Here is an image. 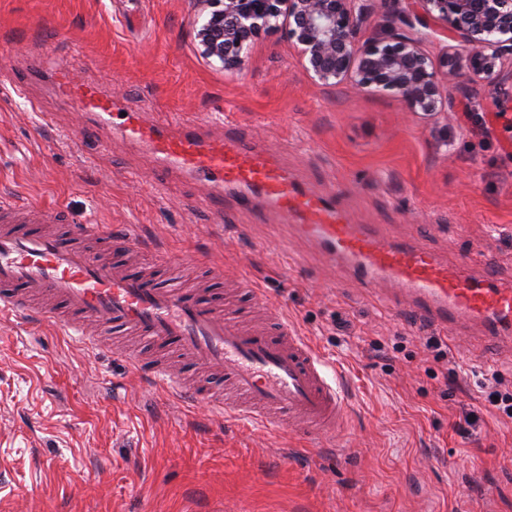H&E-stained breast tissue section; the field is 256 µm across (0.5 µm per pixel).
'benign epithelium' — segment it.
Listing matches in <instances>:
<instances>
[{
  "label": "benign epithelium",
  "instance_id": "7a95c632",
  "mask_svg": "<svg viewBox=\"0 0 512 512\" xmlns=\"http://www.w3.org/2000/svg\"><path fill=\"white\" fill-rule=\"evenodd\" d=\"M195 2L193 41L210 64L238 70L259 37L280 32L314 83L389 94L416 114L442 109L443 85L490 80L503 55L512 56V0H377L389 21L381 36L364 41L370 6L363 0ZM441 27L457 45L435 60L424 43Z\"/></svg>",
  "mask_w": 512,
  "mask_h": 512
}]
</instances>
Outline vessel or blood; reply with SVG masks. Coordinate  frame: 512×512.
<instances>
[{
	"label": "vessel or blood",
	"mask_w": 512,
	"mask_h": 512,
	"mask_svg": "<svg viewBox=\"0 0 512 512\" xmlns=\"http://www.w3.org/2000/svg\"><path fill=\"white\" fill-rule=\"evenodd\" d=\"M56 87L89 115L87 135L111 126L114 104L96 85L77 84L61 74ZM120 131L154 158L157 179L175 170L212 186L211 205L220 214L228 196L242 207L278 212L298 237L315 244L363 285H395V306L425 317L439 334L474 332L512 342V282L489 272L470 274L466 261L449 269L411 238L388 237L354 223L337 208L335 190L300 185L264 151L211 136L200 120L159 113L149 121L143 113L130 112ZM86 240L104 242L115 253L144 247L135 232L101 224L75 225L69 238L0 226V312L38 322L53 317L55 310L34 301L51 296L73 312L60 322L65 335L93 346L98 337L124 332L169 345L173 355L214 367L238 397L187 387L166 365L140 362L136 368L146 386L183 400L207 399L213 411L247 424L268 429L287 424L303 438L342 431L349 403L340 384L329 377L333 365L265 290L243 283L254 304L270 314L267 325H250L226 312L222 303L157 286L119 262L103 264L83 248Z\"/></svg>",
	"instance_id": "1"
}]
</instances>
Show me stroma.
<instances>
[{"instance_id": "obj_1", "label": "stroma", "mask_w": 512, "mask_h": 512, "mask_svg": "<svg viewBox=\"0 0 512 512\" xmlns=\"http://www.w3.org/2000/svg\"><path fill=\"white\" fill-rule=\"evenodd\" d=\"M195 18L193 0H0V198L65 210L64 235L74 223L136 225L180 263L188 291L222 297L215 268L252 280L337 363L349 422L305 445L148 389L111 337L89 348L53 322L0 316V512H512V422L488 410L453 428L481 397L478 374L512 384L511 358L453 342L433 363L423 320L339 279L279 215L220 221L207 187L178 173L155 181L119 133L82 142V106L53 84L62 70L125 112L231 118L304 183L335 186L355 223L508 280L512 61L449 87L447 111L424 119L383 93L314 85L277 35L239 70L212 66L195 51ZM375 342L399 349L379 356Z\"/></svg>"}]
</instances>
